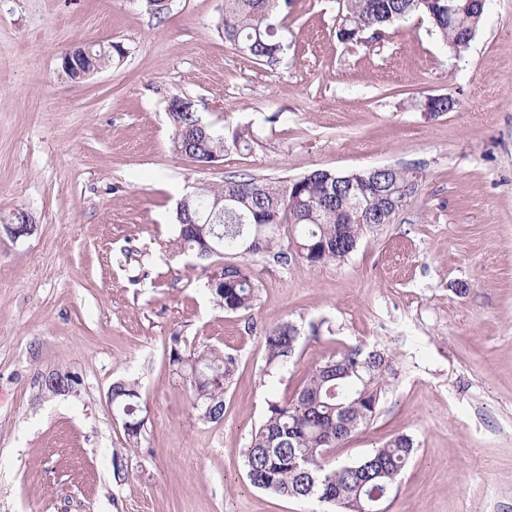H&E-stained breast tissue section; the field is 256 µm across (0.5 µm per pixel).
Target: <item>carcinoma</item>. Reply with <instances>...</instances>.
I'll return each mask as SVG.
<instances>
[{
    "label": "carcinoma",
    "mask_w": 512,
    "mask_h": 512,
    "mask_svg": "<svg viewBox=\"0 0 512 512\" xmlns=\"http://www.w3.org/2000/svg\"><path fill=\"white\" fill-rule=\"evenodd\" d=\"M293 0H224L221 32L235 50L259 62L281 61L288 40L285 19ZM484 0H342L337 37L368 44L414 17L454 52L466 50L484 14ZM421 107L436 117L452 107L445 96H428ZM172 147L190 154L203 166L230 148L248 150L253 127L237 130L232 141L202 124L190 98L175 96L168 105ZM314 169L286 180L235 174L204 195L189 194L178 203L172 242L177 250L200 261L224 260L220 276L206 288L227 313L254 308L260 280L247 257L268 254L281 265L300 260L310 267L341 263L359 247L363 234L379 224H392L417 195L422 175L414 169L388 166L367 181L356 175ZM265 362L284 367L295 356L300 336L296 326L282 322L264 334ZM170 364L181 374L200 404L199 419L224 418V394L237 372V359L213 346L189 351L174 347ZM394 372L390 354L356 345L314 367L287 400L268 401L265 420L251 434L244 468L250 484L296 499H315L340 512H362L372 499L390 508L418 452L407 434L350 464L331 466L326 448L341 446L374 417ZM112 406L121 419L126 441L136 447L145 424L138 381L112 384Z\"/></svg>",
    "instance_id": "obj_1"
}]
</instances>
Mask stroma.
<instances>
[{
	"mask_svg": "<svg viewBox=\"0 0 512 512\" xmlns=\"http://www.w3.org/2000/svg\"><path fill=\"white\" fill-rule=\"evenodd\" d=\"M223 10L0 0V221L35 224L18 241L0 232V512H323L251 486L244 450L268 400L359 344L387 349L397 374L331 463L406 433L418 452L390 512H512V0H486L459 54L417 20L344 43L336 0H294L274 68L225 43ZM113 43L124 56L87 79L63 72L73 46ZM430 95L451 109L426 115ZM175 96L224 136L252 125V150L212 167L176 154ZM272 112L284 123H264ZM383 165L423 175L398 222L339 264L249 257L252 310L216 306L171 245L177 202L225 176ZM284 321L300 346L270 370L263 331ZM176 342L236 357L221 422L197 419L169 364ZM57 371L74 384L51 395ZM130 376L146 405L136 448L108 400Z\"/></svg>",
	"mask_w": 512,
	"mask_h": 512,
	"instance_id": "obj_1",
	"label": "stroma"
}]
</instances>
